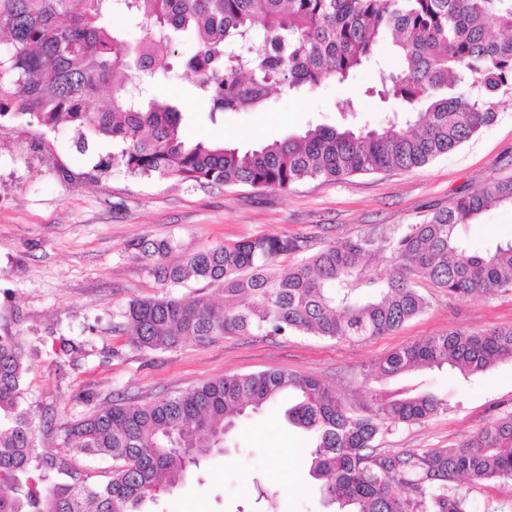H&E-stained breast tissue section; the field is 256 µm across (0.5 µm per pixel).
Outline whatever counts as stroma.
Masks as SVG:
<instances>
[{
  "instance_id": "1",
  "label": "stroma",
  "mask_w": 512,
  "mask_h": 512,
  "mask_svg": "<svg viewBox=\"0 0 512 512\" xmlns=\"http://www.w3.org/2000/svg\"><path fill=\"white\" fill-rule=\"evenodd\" d=\"M196 50L185 36L165 64L174 77L152 84L175 106L188 139L243 150L302 133L315 125L376 128L390 106L369 95L374 72L330 82L305 95H274L266 111L209 118L195 78L182 62ZM351 99L341 117L336 103ZM496 120L472 140L409 171L358 174L338 182L308 179L288 191L199 185L140 177L112 165L111 144L62 127L42 133L33 116L0 133V334L17 336L28 355L23 404L43 430L41 448H60L68 423L120 399L155 403L225 376L280 369L320 379L348 405L372 391L433 393L445 409L421 423L399 425L381 443L390 451L458 444L497 412L512 408V359L476 374L421 367L385 379L369 375L377 359L454 328L512 326V291L467 300L421 283L429 309L397 332L364 342L307 334L275 338L227 336L204 348L149 351L115 331L118 313L135 298L195 295L197 282L161 284L137 248L168 240L173 258L222 243L284 233L307 238L311 250L378 228L389 234L419 224L459 197L512 174V95L500 98ZM49 148L33 150L38 136ZM512 241V205L484 211L462 245L480 253ZM286 400L243 417L228 451L215 452L163 493L159 512H326L310 474L311 442L283 418ZM275 486V504L257 489Z\"/></svg>"
}]
</instances>
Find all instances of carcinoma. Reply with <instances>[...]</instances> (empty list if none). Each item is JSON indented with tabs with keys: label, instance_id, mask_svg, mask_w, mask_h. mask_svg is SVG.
I'll use <instances>...</instances> for the list:
<instances>
[{
	"label": "carcinoma",
	"instance_id": "cac0c4a2",
	"mask_svg": "<svg viewBox=\"0 0 512 512\" xmlns=\"http://www.w3.org/2000/svg\"><path fill=\"white\" fill-rule=\"evenodd\" d=\"M130 16L132 45L112 16ZM0 129L32 115L47 131L68 126L112 143V165L135 176L288 190L293 184L379 171H409L458 148L492 124L512 92V0H0ZM190 32L188 67L209 103L261 112L274 92L309 93L375 61L386 36L399 68L371 87L391 103L380 130L316 125L253 149L188 143L181 113L147 96L141 75L172 52L169 32ZM246 52H241L242 47ZM512 204V175L478 188L391 236L365 232L308 253L295 235L219 244L173 263L168 240L138 244L158 281L221 289L131 300L115 329L145 350L229 335L302 332L362 341L422 315L425 279L458 300L512 288V242L466 252L459 231L494 204ZM392 268L371 274L368 254ZM287 266H282L283 262ZM512 358V326L457 328L399 348L373 365L390 378L421 366L484 371ZM26 354L0 334V512H148L238 421L285 392L289 423L312 433L310 474L336 512H472V485L512 481V410L448 448L387 451L384 429L444 408L434 395L373 393L366 413L347 408L312 375L282 370L219 378L160 402L123 401L65 427L64 447L112 460L106 479L73 467L69 454L37 450L38 425L21 402Z\"/></svg>",
	"mask_w": 512,
	"mask_h": 512
}]
</instances>
